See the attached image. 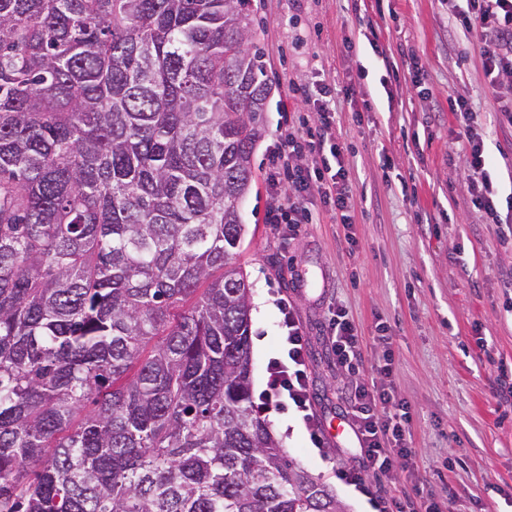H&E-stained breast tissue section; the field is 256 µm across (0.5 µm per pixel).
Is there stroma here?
I'll return each instance as SVG.
<instances>
[{"label": "stroma", "mask_w": 512, "mask_h": 512, "mask_svg": "<svg viewBox=\"0 0 512 512\" xmlns=\"http://www.w3.org/2000/svg\"><path fill=\"white\" fill-rule=\"evenodd\" d=\"M253 42L272 93L262 112L253 181L240 211L235 260L252 285L251 382L266 387L282 357L278 299L290 302L308 339L310 386L323 423L336 422L356 381L381 382L394 351L392 385L412 416V459L379 495L419 503L452 500L456 512H512V232L471 209L449 99L471 104L488 150L507 149L491 174L512 194V126L498 123L512 77L487 84L472 33L448 0H248ZM355 51H348L347 43ZM335 76L334 141L352 185L350 224L320 210L295 231L267 224L274 202L269 159L281 132L307 136L317 106L299 94ZM355 81L359 94L342 91ZM333 141V142H334ZM344 308L359 327L362 362L337 369L326 325ZM385 323L384 346L376 331ZM288 454L327 483L348 512H374L327 456L357 465L355 437L312 446L288 410L263 413Z\"/></svg>", "instance_id": "35a3bbf8"}]
</instances>
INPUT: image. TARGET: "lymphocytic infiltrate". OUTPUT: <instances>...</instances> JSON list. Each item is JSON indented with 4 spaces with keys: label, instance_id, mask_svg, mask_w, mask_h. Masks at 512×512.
Segmentation results:
<instances>
[{
    "label": "lymphocytic infiltrate",
    "instance_id": "obj_1",
    "mask_svg": "<svg viewBox=\"0 0 512 512\" xmlns=\"http://www.w3.org/2000/svg\"><path fill=\"white\" fill-rule=\"evenodd\" d=\"M455 13L460 24L477 37L490 85H499L502 76L512 75V0H466L465 6L456 7ZM301 94L314 101L318 108L316 138L302 142L295 136L282 135L270 160V179L275 182L286 178L288 186L284 197L277 199L267 213L271 224L312 223L314 215L309 203L316 198L335 213H345L351 206L352 193L344 166H331L315 155L316 139L332 135V83L330 79H321L302 89ZM455 109L464 120L460 136L463 164L469 176L470 203L477 212L497 216L498 197L489 175L492 159L485 149L483 136L475 127L467 100H456ZM304 152L309 155L307 163L291 164V157ZM279 310L286 330L287 358L270 364L263 398L266 404L276 408H292L309 432L312 443L319 448L323 445L322 424L312 412L305 359L306 337L287 303H280ZM327 333L337 366L354 369L361 358L359 333L344 309H337L329 319ZM394 401L391 389L363 383L358 384L348 398L353 417L351 429L367 469L387 481L397 478L398 467L411 454L405 444L410 413H403L396 420L383 413L384 407Z\"/></svg>",
    "mask_w": 512,
    "mask_h": 512
}]
</instances>
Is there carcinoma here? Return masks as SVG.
<instances>
[{
    "mask_svg": "<svg viewBox=\"0 0 512 512\" xmlns=\"http://www.w3.org/2000/svg\"><path fill=\"white\" fill-rule=\"evenodd\" d=\"M245 5L0 0V512H346L254 408Z\"/></svg>",
    "mask_w": 512,
    "mask_h": 512,
    "instance_id": "obj_1",
    "label": "carcinoma"
}]
</instances>
